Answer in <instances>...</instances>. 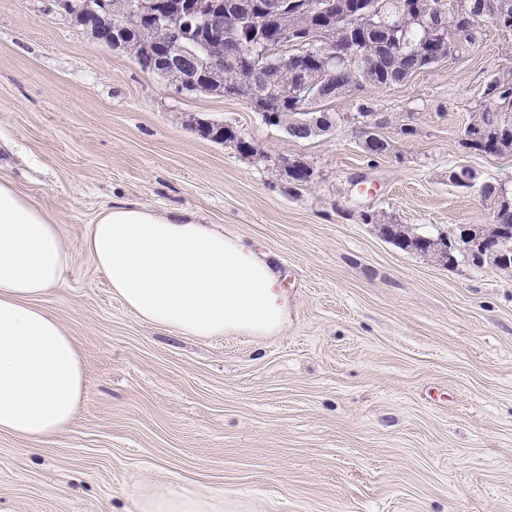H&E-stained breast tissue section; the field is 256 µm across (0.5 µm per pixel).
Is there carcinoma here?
Listing matches in <instances>:
<instances>
[{
	"label": "carcinoma",
	"instance_id": "carcinoma-1",
	"mask_svg": "<svg viewBox=\"0 0 512 512\" xmlns=\"http://www.w3.org/2000/svg\"><path fill=\"white\" fill-rule=\"evenodd\" d=\"M304 0H288L286 16L279 23L272 24L265 36L275 39L282 29L286 28L297 41L305 40L308 35L319 27L332 22H346L342 30L347 42L354 44L351 49L353 57L330 67L323 79V99L327 100L351 88L362 90L366 87L383 88L391 82L402 81L413 72L436 62L433 49L426 48L419 55L415 46L428 36V22L438 0H422L425 14H408L404 10V0H385V10L380 17H370L360 13L361 0H319L315 10L302 8ZM224 9L231 14L234 22L224 34V69L219 82L207 87L209 91L226 92L235 90L240 95L254 100L262 107L270 108L283 101L285 89H294L298 77L291 72H283L277 76L263 73L245 87L239 86L243 54L254 51L252 45V29L254 21L245 18V14L237 11L233 0H227ZM487 23L496 24L489 17H470L457 25L458 34L473 38ZM148 37L162 46L163 32L149 31L141 34L139 27L130 26L127 40L129 54L137 56L142 37ZM487 94L498 104V108L487 106L478 110L468 123L463 133L470 136L474 151L505 155L512 152V120L502 119L503 111L512 110V80L499 78L488 84ZM318 110L311 109L309 99L302 95L288 94V108L279 113V126L288 130V136L294 139H307L320 129L314 123V115ZM200 136L217 142H233L240 153L249 156H263L260 148L238 136L234 127L227 124L207 122L198 128ZM389 149L388 142L377 134H370L365 139L364 150L371 155H382ZM288 183L294 188H303L314 180V170L303 162L286 171ZM365 224H377L381 234L394 242L398 247L417 252L444 241L437 238L416 235L409 231H397V225L387 224L376 211L361 214Z\"/></svg>",
	"mask_w": 512,
	"mask_h": 512
}]
</instances>
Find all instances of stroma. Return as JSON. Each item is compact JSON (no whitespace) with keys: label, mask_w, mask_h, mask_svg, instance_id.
<instances>
[{"label":"stroma","mask_w":512,"mask_h":512,"mask_svg":"<svg viewBox=\"0 0 512 512\" xmlns=\"http://www.w3.org/2000/svg\"><path fill=\"white\" fill-rule=\"evenodd\" d=\"M496 77L512 78V33L488 24L402 82L322 101L333 128L296 140L100 48L52 0H0V179L62 229L72 262L41 304L86 370L67 429L39 445L0 433V512H140L150 486L222 490L240 512H512V268L450 266L360 219L428 237L493 223L477 186L512 190V154L461 135ZM362 97L384 155L362 147ZM198 120L264 159L202 139ZM285 158L314 181L291 188ZM460 166L475 188L449 182ZM122 203L275 255L283 332L197 339L127 310L84 250ZM198 132L200 136L206 139H210L212 141L217 142H234L236 148L240 153L246 154L249 156H259L264 157L263 152L260 148L256 147L249 141L238 136L237 131L233 126L227 124H219L214 122H207L202 127H199Z\"/></svg>","instance_id":"obj_1"}]
</instances>
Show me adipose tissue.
<instances>
[{"instance_id": "ef3b65f1", "label": "adipose tissue", "mask_w": 512, "mask_h": 512, "mask_svg": "<svg viewBox=\"0 0 512 512\" xmlns=\"http://www.w3.org/2000/svg\"><path fill=\"white\" fill-rule=\"evenodd\" d=\"M84 249L139 319L182 336L279 334L288 306L268 255L183 212L103 210ZM59 225L0 179V433L40 444L69 427L82 401L81 353L39 299L65 281ZM218 492L146 491L141 512H234Z\"/></svg>"}]
</instances>
